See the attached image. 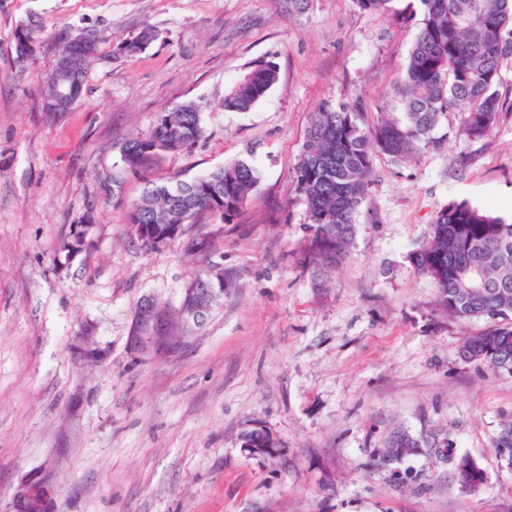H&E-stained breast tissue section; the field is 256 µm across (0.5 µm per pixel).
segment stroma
<instances>
[{"mask_svg": "<svg viewBox=\"0 0 512 512\" xmlns=\"http://www.w3.org/2000/svg\"><path fill=\"white\" fill-rule=\"evenodd\" d=\"M31 18L42 28L21 62L13 35ZM422 19L419 0L385 13L356 0H0V512L30 483L49 488L48 512H512V466L493 447L512 376L459 357L495 323L435 311L432 280L409 260L449 204L512 219V56L486 137L460 136L452 108L429 147L374 154L347 255L321 279L306 261L296 167L312 116L358 101L364 125L402 118ZM146 26L143 52L117 54ZM85 32L98 44L83 97L44 111L62 42ZM265 60L276 84L250 110H225L227 89ZM189 101L203 135L155 179L237 161L260 172L239 223L208 221L211 249L193 259L179 239L130 241L139 176L113 197L100 186L121 142ZM82 224L87 246L60 264ZM209 260L224 266V295L205 324L137 359L138 301L178 307ZM87 333L98 359L78 346ZM253 427L281 441L276 459L243 448ZM397 428L421 448L382 463ZM463 458L483 473L477 489L457 478Z\"/></svg>", "mask_w": 512, "mask_h": 512, "instance_id": "obj_1", "label": "stroma"}]
</instances>
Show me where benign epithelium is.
I'll list each match as a JSON object with an SVG mask.
<instances>
[{
	"label": "benign epithelium",
	"instance_id": "benign-epithelium-1",
	"mask_svg": "<svg viewBox=\"0 0 512 512\" xmlns=\"http://www.w3.org/2000/svg\"><path fill=\"white\" fill-rule=\"evenodd\" d=\"M79 59L78 55L57 59L55 68L58 72L49 111L65 110L79 99L76 81L71 72ZM218 284H224V266L213 264L202 267L196 278V286L185 289V298L177 308L183 319V327L179 331L171 328L170 313L166 306L150 299L142 300L133 314V326L129 336L132 353L141 360H147L180 346L186 339V332L205 321L207 311L203 308L202 297L213 292L214 286Z\"/></svg>",
	"mask_w": 512,
	"mask_h": 512
}]
</instances>
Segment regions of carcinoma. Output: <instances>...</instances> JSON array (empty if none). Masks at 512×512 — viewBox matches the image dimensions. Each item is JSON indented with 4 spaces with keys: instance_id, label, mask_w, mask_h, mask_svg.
Returning <instances> with one entry per match:
<instances>
[{
    "instance_id": "carcinoma-1",
    "label": "carcinoma",
    "mask_w": 512,
    "mask_h": 512,
    "mask_svg": "<svg viewBox=\"0 0 512 512\" xmlns=\"http://www.w3.org/2000/svg\"><path fill=\"white\" fill-rule=\"evenodd\" d=\"M422 27L410 53L400 91L403 118H385L373 127L360 126L357 106L325 105L315 113L297 164V189L306 205L311 239L309 263L320 275L346 255L355 236V216L369 194L373 151L405 159L434 143L432 132L448 108L466 107L461 135L485 137L494 126L500 104L498 78L502 61L512 55V0H419ZM36 21L14 33L16 57L34 52ZM142 29L127 44L135 55L152 41ZM271 61L249 68L224 95V109L243 111L257 103L276 83ZM203 134L199 107L186 102L161 114L151 132L119 146L121 168L112 174V190L121 188V173L143 178L141 197L129 210L128 234L146 249H158L186 226L205 217L236 224L257 187L258 169L243 161L220 166L192 179L150 178L165 155L190 148ZM414 267L435 285L434 308L466 320L486 317L502 323L469 336L460 351L466 362L512 375V222L466 202L452 203L435 216L430 237L410 255ZM483 275L484 287L471 288L467 269ZM243 447L272 456L281 447L269 433L254 428L243 436ZM419 440L406 430L388 438L381 457L399 462L416 454ZM496 452L512 464V421L495 440ZM461 485L475 489L482 471L467 459L457 464ZM48 488L29 484L17 500V512H46Z\"/></svg>"
}]
</instances>
